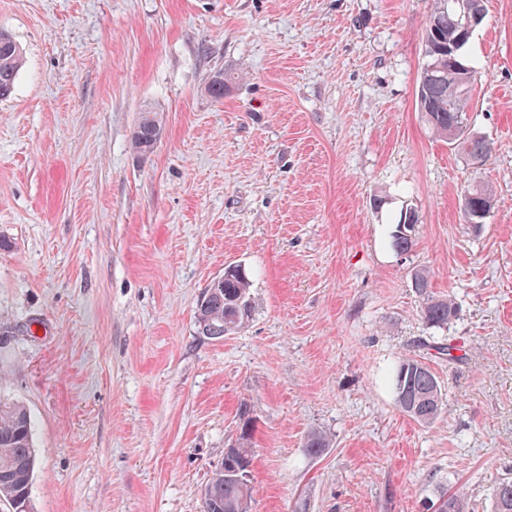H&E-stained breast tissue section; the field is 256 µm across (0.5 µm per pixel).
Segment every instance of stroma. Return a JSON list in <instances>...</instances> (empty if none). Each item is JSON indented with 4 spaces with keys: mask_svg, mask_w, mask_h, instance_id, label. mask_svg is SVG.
<instances>
[{
    "mask_svg": "<svg viewBox=\"0 0 512 512\" xmlns=\"http://www.w3.org/2000/svg\"><path fill=\"white\" fill-rule=\"evenodd\" d=\"M432 6L0 0L24 52L0 100V396L32 417L30 512H201L243 413L252 512H428L458 486L493 512L512 479V0H485L465 50L467 123L495 144L478 171L417 107ZM148 107L161 137L139 154ZM479 182L498 202L476 230ZM229 265L252 315L212 340L196 311ZM418 269L454 300L447 327L424 321ZM407 355L443 393L428 425L395 402ZM410 211L412 212L413 217H414L413 225L410 228L405 227L402 230L401 224H402L403 220L405 219V213L408 214ZM416 223H417V219H416L415 212L411 209H409V210L406 209L404 214L401 213V216H400L398 222L396 224H393L392 230L390 232V238H391L392 247L396 251H398L400 253H405V252H408L409 250H411V248L413 247V244H414L413 232H414V226Z\"/></svg>",
    "mask_w": 512,
    "mask_h": 512,
    "instance_id": "stroma-1",
    "label": "stroma"
}]
</instances>
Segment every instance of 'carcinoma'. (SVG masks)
Returning a JSON list of instances; mask_svg holds the SVG:
<instances>
[{
	"label": "carcinoma",
	"mask_w": 512,
	"mask_h": 512,
	"mask_svg": "<svg viewBox=\"0 0 512 512\" xmlns=\"http://www.w3.org/2000/svg\"><path fill=\"white\" fill-rule=\"evenodd\" d=\"M445 0H434L424 31L426 63L417 89L418 109L435 136L455 144L461 157L480 155L489 159L492 144L483 136L465 138L456 127L457 117H465L472 105L473 76L468 67L456 82L448 81V48L460 42L467 45L471 33L463 29L452 12L443 9ZM22 64V51L13 37L0 30V99L10 96ZM161 125L157 114L146 109L132 136L133 148L140 154L153 151ZM476 211L495 200L489 187L476 184L465 191ZM414 228L393 225L392 247L405 253L413 247ZM414 288L426 297L424 319L435 327H446L455 316L451 298L436 297L430 291L429 273H414ZM250 283L244 271L224 270V277L213 281L197 310V324H205L206 336L220 340L248 322L252 314ZM395 401L408 416L421 424L434 422L442 413L443 394L434 372L415 356L400 359L393 372ZM254 448L249 422H243L235 445L224 451V468L216 469L202 496V512H236L239 502L251 497L248 481L230 476V471L246 472L252 466ZM36 466L32 440V421L26 408L0 399V500H6L13 512H29L31 484ZM494 512H512V480L504 478L493 490ZM439 512H470L469 501L461 489L446 492L435 503Z\"/></svg>",
	"instance_id": "carcinoma-1"
}]
</instances>
